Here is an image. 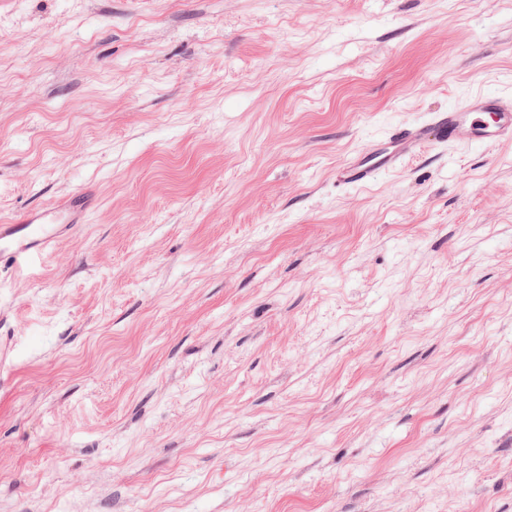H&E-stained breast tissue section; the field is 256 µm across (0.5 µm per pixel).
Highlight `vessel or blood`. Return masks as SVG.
<instances>
[{"instance_id":"1","label":"vessel or blood","mask_w":512,"mask_h":512,"mask_svg":"<svg viewBox=\"0 0 512 512\" xmlns=\"http://www.w3.org/2000/svg\"><path fill=\"white\" fill-rule=\"evenodd\" d=\"M490 150L512 140V96L470 94L447 111L432 113L427 124L400 127L377 141L369 152L353 156L340 167L337 179L345 187L371 184L382 173L397 169L428 139ZM84 191L70 200L24 212L0 225V261L25 266L43 256L68 224L85 220L79 208Z\"/></svg>"}]
</instances>
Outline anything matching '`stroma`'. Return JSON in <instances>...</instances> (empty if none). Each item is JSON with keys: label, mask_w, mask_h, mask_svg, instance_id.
<instances>
[{"label": "stroma", "mask_w": 512, "mask_h": 512, "mask_svg": "<svg viewBox=\"0 0 512 512\" xmlns=\"http://www.w3.org/2000/svg\"><path fill=\"white\" fill-rule=\"evenodd\" d=\"M512 0H0V512H512ZM433 137L456 146L491 150L512 140V96L469 94L444 112H433L425 125L400 127L377 141L368 153L353 156L338 170L344 187L371 184L384 171L397 169ZM84 198L85 192L79 190L60 205L32 209L1 224L0 264L5 260L22 267L43 256L68 224L85 221L87 209L75 205Z\"/></svg>", "instance_id": "stroma-1"}]
</instances>
